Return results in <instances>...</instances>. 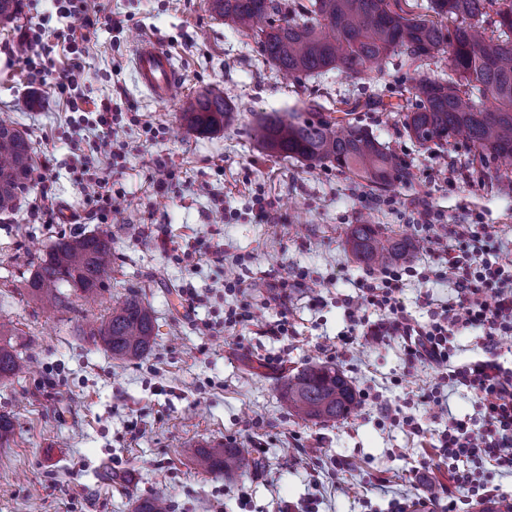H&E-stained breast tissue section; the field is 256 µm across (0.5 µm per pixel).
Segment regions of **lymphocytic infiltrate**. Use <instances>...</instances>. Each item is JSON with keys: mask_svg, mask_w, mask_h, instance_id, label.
Masks as SVG:
<instances>
[{"mask_svg": "<svg viewBox=\"0 0 512 512\" xmlns=\"http://www.w3.org/2000/svg\"><path fill=\"white\" fill-rule=\"evenodd\" d=\"M56 3L64 16L75 20L64 36L73 56L70 68L59 76L58 86L65 90L78 86L83 75L81 61L96 43L100 22L90 17L80 0ZM83 104L79 95L68 100L70 111L80 113L94 132L93 150L84 162L82 189L88 199L105 207L112 198V188L100 164L119 157L112 139V104L105 101L92 110L84 109ZM417 222L427 230L431 243L454 236L447 270L409 263L370 272L368 278L359 281L357 296L345 302L348 326L341 342L348 345L359 336L375 341L401 339L410 365L432 366L440 371L447 386L465 389L475 398L483 412L480 426L470 425L445 408L433 415L442 426L436 447L450 462L447 493L453 501L462 490L479 493L480 473L512 477V368L505 366L500 353L503 339L512 337V260L504 258L498 247L500 231L494 225L458 224L450 228L426 205L418 211ZM408 276L421 281L445 277L453 285V300L433 311L428 324H419L400 298ZM370 305L380 311L379 320L364 317L363 310ZM464 327L479 331L481 354L452 369L448 363ZM463 458L476 463L478 473L460 471L457 462Z\"/></svg>", "mask_w": 512, "mask_h": 512, "instance_id": "lymphocytic-infiltrate-1", "label": "lymphocytic infiltrate"}]
</instances>
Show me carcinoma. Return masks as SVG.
<instances>
[{"label":"carcinoma","instance_id":"obj_1","mask_svg":"<svg viewBox=\"0 0 512 512\" xmlns=\"http://www.w3.org/2000/svg\"><path fill=\"white\" fill-rule=\"evenodd\" d=\"M21 0H0V25L15 20ZM417 0H212L211 9L241 32L251 31L262 55L279 72L294 78L337 70L351 79L382 72L392 55L403 54L419 70L425 61L448 55V78L425 75L403 79L397 94L403 129L421 146L454 142L485 170L512 165V0H427L417 14ZM454 22L448 27L444 21ZM236 107L220 94L205 92L189 100L182 120L209 134L234 120ZM260 148L311 165L336 167L366 181L378 191L412 182L409 165L386 150L362 126L323 114L314 100L283 117L264 116L253 128ZM29 139L15 123L0 119V213L15 209L18 193L32 180ZM348 242L358 260L369 265L410 259L414 246L382 236L369 222L351 224ZM24 282L28 299L55 311L74 304L62 288L85 299L106 287L112 271V239L102 234L61 237L33 265ZM14 327L0 322V378L16 375L23 357L11 344ZM112 357L137 360L153 342L154 322L148 306L136 295L127 297L99 324L86 331ZM282 398L305 421H333L357 405L355 391L334 366L312 364L293 375ZM206 472L246 474L258 467L247 448L222 444L192 452ZM135 512H170L161 495L143 498Z\"/></svg>","mask_w":512,"mask_h":512}]
</instances>
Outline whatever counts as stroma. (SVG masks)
I'll return each instance as SVG.
<instances>
[{
	"label": "stroma",
	"instance_id": "obj_1",
	"mask_svg": "<svg viewBox=\"0 0 512 512\" xmlns=\"http://www.w3.org/2000/svg\"><path fill=\"white\" fill-rule=\"evenodd\" d=\"M86 6L123 22L117 31L100 27L77 88L111 100L112 137L123 146L104 210L79 182L93 133L55 87L70 65L60 39L68 19L52 0H23L16 22L0 27V116L27 131L35 160L16 211L0 214V320L12 321L18 350L31 358L27 373L0 379V413L15 423L0 445V512H134L138 499L155 494L169 499L172 512H301L311 498L319 512H389L394 498L407 500L408 512H426L428 489L448 484L428 394L440 390L453 415L472 425H481L482 413L469 393L441 387L435 368L408 367L400 340L341 344L344 301L367 271L347 229L366 217L384 233L416 240L423 232L414 217L426 204L449 223L492 224L512 239V185L474 180L463 149L422 147L406 135L399 113L382 104L405 76L404 56L360 80L330 71L295 81L265 61L254 38L215 15L210 0ZM31 31L46 45L35 67L8 51ZM139 36L172 54L180 99L157 101L139 87ZM205 91L232 99L237 114L203 136L178 116L184 100ZM309 96L330 110L348 98L373 100L352 119L410 164L412 186L381 194L335 167L261 150L252 126ZM159 160L175 171L162 186L154 178ZM45 198L52 214L34 218ZM151 224L163 225L170 248L147 234ZM101 232L112 238V275L98 298L50 315L23 296L31 262L56 239ZM240 255L246 288L213 290L226 260ZM299 276L306 285L290 298L292 334L265 335L269 316L260 307L271 283ZM189 287L201 297L193 312L183 295ZM134 291L152 311L156 336L142 358L125 362L85 330ZM453 296L448 280L409 277L402 299L425 323ZM230 308L255 319L225 330ZM311 363L344 373L360 397L351 415L325 424L293 415L280 392ZM397 412L414 415L422 434L392 425ZM218 442L252 449L258 468L231 476L197 470L190 448ZM426 458L434 461L430 473L416 478ZM104 461L116 480L99 477Z\"/></svg>",
	"mask_w": 512,
	"mask_h": 512
}]
</instances>
